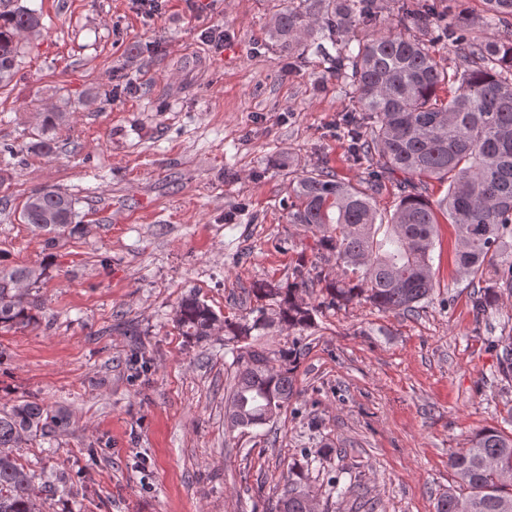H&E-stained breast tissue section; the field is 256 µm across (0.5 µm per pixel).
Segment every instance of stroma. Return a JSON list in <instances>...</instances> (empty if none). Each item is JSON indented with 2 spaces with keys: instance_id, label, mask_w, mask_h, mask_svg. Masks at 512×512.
Listing matches in <instances>:
<instances>
[{
  "instance_id": "stroma-1",
  "label": "stroma",
  "mask_w": 512,
  "mask_h": 512,
  "mask_svg": "<svg viewBox=\"0 0 512 512\" xmlns=\"http://www.w3.org/2000/svg\"><path fill=\"white\" fill-rule=\"evenodd\" d=\"M288 0H0L42 15L21 34L0 87V265H41L43 303L0 329V407L61 406L67 429L16 449L32 470L68 477L41 512H271L288 466L329 448L309 483L318 512H436L448 456L480 429L512 433V381L490 338L512 336V290L476 313V277L455 264L440 219L436 288L415 311L321 307L303 332L195 343L172 322L196 294L220 316L250 317L261 282L302 268L337 272L285 208L305 172L327 167L363 188L336 126L354 108L324 56L292 60L271 41ZM224 30L223 51L204 38ZM69 109L53 153L32 148L45 112ZM37 187L72 195L81 226L46 243L20 218ZM305 347L295 394L263 425L224 418L244 346ZM97 465L81 474L87 449ZM338 478L345 496L332 493Z\"/></svg>"
}]
</instances>
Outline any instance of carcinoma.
<instances>
[{
  "mask_svg": "<svg viewBox=\"0 0 512 512\" xmlns=\"http://www.w3.org/2000/svg\"><path fill=\"white\" fill-rule=\"evenodd\" d=\"M474 19L466 14L446 20L427 0H402L390 28L378 33L375 0H300L278 12L269 35L294 59L310 49L327 57L331 73L352 88L357 108L342 115L339 127L354 160H376L365 189L340 181L330 170L303 175L294 189L289 221L317 236L320 250L336 256L340 273L325 281L329 306L364 299L383 310L412 312L435 288L431 252L437 213L448 216L458 237L456 265L464 274H485L474 308L495 305L500 288H512V34L489 41L484 27L508 23L512 0H482ZM41 27V14L19 9L0 15V85L11 80L19 54L18 38ZM336 49L331 55L324 45ZM446 41L457 64L442 68L429 44ZM448 87L441 97L439 88ZM54 110L44 117L37 149L54 151L50 132L65 121ZM447 184L445 196L431 202L416 180ZM399 189L389 218L379 214L374 195L385 180ZM73 199L52 188H36L25 197L21 218L48 235L47 242L77 229ZM389 228L384 240L377 235ZM42 266H0V328L26 326L37 300L29 290L42 281ZM322 272L298 270L297 281L283 287L262 282L258 300L276 306L274 316L256 309L253 321L220 317L197 295L180 299L173 322L181 335L197 343L222 331L238 339L278 325L304 331L315 307L300 295ZM498 373L512 378V342L496 339ZM301 351L274 354L248 349L238 355L232 395L225 407L231 425L251 427L271 421L294 395ZM65 410L24 401L0 410V512H37L42 475L24 466L11 449L33 439H49L68 425ZM458 488L440 495L437 512H512V435L482 429L470 446L449 456ZM309 457L288 467V486L275 512H313L308 483Z\"/></svg>",
  "mask_w": 512,
  "mask_h": 512,
  "instance_id": "1",
  "label": "carcinoma"
}]
</instances>
